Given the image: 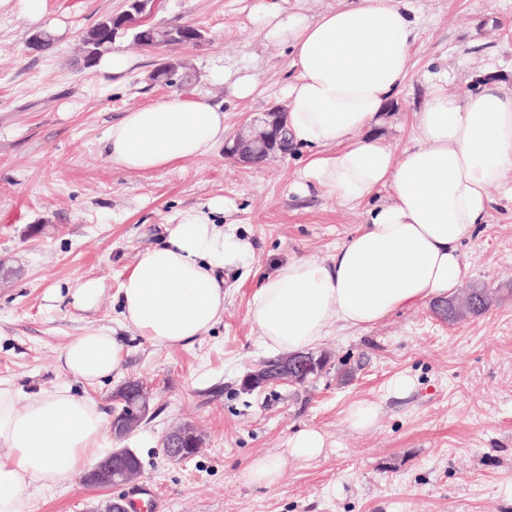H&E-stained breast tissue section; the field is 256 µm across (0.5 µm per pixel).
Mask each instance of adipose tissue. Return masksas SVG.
I'll use <instances>...</instances> for the list:
<instances>
[{"label": "adipose tissue", "instance_id": "adipose-tissue-1", "mask_svg": "<svg viewBox=\"0 0 512 512\" xmlns=\"http://www.w3.org/2000/svg\"><path fill=\"white\" fill-rule=\"evenodd\" d=\"M254 13L297 71L284 89L290 136L316 150L292 191L320 188L346 205L392 190L330 263L290 260L254 292L249 312L261 345L304 353L329 327L368 329L448 296L465 277L461 243L484 222L493 191L512 198V88L485 79L458 96L431 82L416 115L419 135L398 150L372 129L408 75L417 21L401 0H350L313 20L257 0ZM228 137L222 110L202 96L174 95L128 110L105 149L122 168L147 172L209 156ZM223 211L220 198L181 211L122 280L121 315L151 345L186 344L222 319L224 270L252 251L216 222ZM123 353L102 328L73 339L58 361L67 375L95 384L111 377ZM105 424L98 403L69 385L27 392L0 379V512H25L30 487H53L106 457Z\"/></svg>", "mask_w": 512, "mask_h": 512}]
</instances>
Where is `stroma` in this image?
Here are the masks:
<instances>
[{"mask_svg": "<svg viewBox=\"0 0 512 512\" xmlns=\"http://www.w3.org/2000/svg\"><path fill=\"white\" fill-rule=\"evenodd\" d=\"M255 0H157L150 22L204 29L202 45L118 52L132 61L119 76L86 66L80 38L123 0H45L47 21L63 24L49 51L32 49L35 29L0 11V262L17 274L0 280V378L28 391L71 384L112 414L126 381L152 392L150 419L122 440L142 463L127 498L142 496L152 512H512V200L496 197L486 223L460 248L462 287L495 292L487 311L457 323L431 303L394 313L369 330H331L314 348L325 367L301 385L270 384L247 392L243 376L268 358L249 314L262 278L292 258L330 261L367 219L368 203L342 205L320 189L301 195L290 184L310 151L241 165L223 151L139 173L110 161L105 136L124 112L170 95L151 83L158 63L179 59L198 79L179 88L224 111L228 131L284 105L291 79L287 48L265 46L252 17ZM416 39L404 86L374 131L395 148L417 138L416 114L429 99V79L447 73L448 91L474 85L494 64L512 83V0H410ZM248 67L252 97L234 99L211 74ZM223 198L224 221L253 247L246 267L224 272V317L205 336L157 348L123 323L118 291L127 270L161 243L178 211ZM103 285L95 307L76 306L70 287ZM111 329L123 361L104 382H72L58 365L73 338ZM406 376L412 389L394 394ZM372 404L376 417L358 429L351 408ZM188 423L203 437L198 454L166 458L162 440ZM318 429L324 447L313 457L288 454L299 430ZM288 459L273 487L245 483L256 458ZM72 478L30 490L28 512H91L115 497Z\"/></svg>", "mask_w": 512, "mask_h": 512, "instance_id": "35a3bbf8", "label": "stroma"}]
</instances>
